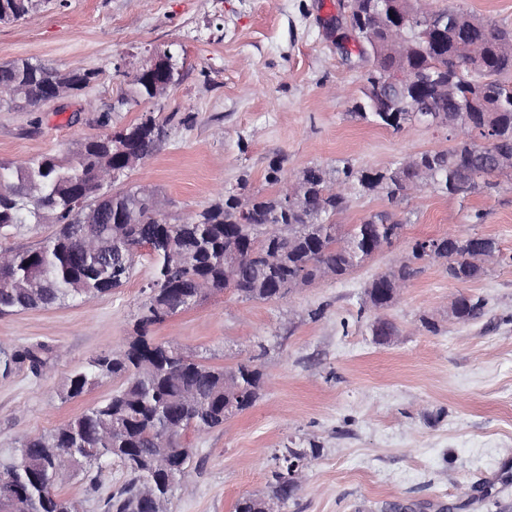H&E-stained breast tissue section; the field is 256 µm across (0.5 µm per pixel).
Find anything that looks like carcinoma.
Listing matches in <instances>:
<instances>
[{
  "label": "carcinoma",
  "mask_w": 512,
  "mask_h": 512,
  "mask_svg": "<svg viewBox=\"0 0 512 512\" xmlns=\"http://www.w3.org/2000/svg\"><path fill=\"white\" fill-rule=\"evenodd\" d=\"M50 2L0 0V22L30 21ZM367 2L371 14L365 20H378V28L359 41L357 57L369 69L352 114L371 125L402 130L421 96L415 78L426 73L432 80H454L450 101H437L436 106L481 113L485 129L450 128L448 148L411 153L381 170H356L346 163L330 172L308 166L290 174L283 162L274 160L265 176L274 187L271 193H245L247 180L242 178L221 200L178 224L156 223L149 199L137 189L108 193L112 175L121 179L130 171L123 165L119 141L109 134L88 144L78 140L62 156L0 162V180L21 188L19 193L0 195V239L25 224L56 226L40 246L6 251L0 265V315L105 298L129 280L134 257L145 246L154 267L149 300L138 319L140 332L122 348L104 351L73 372L61 398L74 399L108 378L120 381V386L49 433L24 438L17 454L0 460V473L22 493L18 512H78L71 499L49 493L48 487L73 469L112 459L122 463L130 479L107 497L106 512H135L143 486L168 502L193 449L176 437L170 443L168 466L160 469L157 440L178 422L197 433L207 432L255 405L264 385L255 358L233 367L236 384L230 391L224 383L225 367L207 365L171 342L147 336V327L163 322L169 289L181 290L191 307L228 288L247 300L284 299L297 282L308 286L328 275L341 279L399 239L403 223L388 210L359 224L335 223L349 208L350 191L382 193L397 206L428 188L465 197L483 187H497L496 178L512 179V167H500L492 155L475 151L478 140L491 136L495 150L512 155V28L461 10L450 13L448 43L460 40L487 54L485 72L468 69L461 57L446 51L429 58L415 52L400 59L393 53L390 13L423 14L421 0ZM96 77L91 70L60 71L29 60L0 67V87L33 107L38 106L42 84L77 93ZM377 79L395 81L390 95L377 94ZM164 134V125L150 113L125 128V139L135 141L147 157ZM78 189L86 205L105 195L104 209L110 215L134 213L139 218L127 224H76ZM499 256L495 239L477 233L414 240L406 254L394 256L388 271L371 280L365 294L380 311L391 306V294L420 272V260L439 262L450 279L467 283L484 274ZM455 303L461 306L465 324L485 314L486 300L479 294H460ZM20 363L42 369L40 349L24 347L0 359L6 372ZM301 453L305 450L290 449L281 458L274 472L275 491L286 489L290 463Z\"/></svg>",
  "instance_id": "obj_1"
}]
</instances>
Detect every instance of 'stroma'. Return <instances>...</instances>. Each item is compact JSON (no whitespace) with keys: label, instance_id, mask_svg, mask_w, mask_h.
<instances>
[{"label":"stroma","instance_id":"35a3bbf8","mask_svg":"<svg viewBox=\"0 0 512 512\" xmlns=\"http://www.w3.org/2000/svg\"><path fill=\"white\" fill-rule=\"evenodd\" d=\"M512 28V0H426ZM339 0H63L33 21L0 23V62L27 59L96 71L89 87L56 102L0 108V161L64 153L80 139L136 123L150 112L165 135L129 171L166 200L169 222L209 207L247 178L268 194L265 173L343 163L380 168L406 154L447 148L445 131L409 124L395 132L358 120L353 100L366 66L349 67L323 26ZM184 62L178 84L132 102L133 79L156 49ZM395 209L403 234L341 279L327 278L281 301H244L215 292L149 327L211 365L227 368L260 354L261 398L223 427L187 433L194 450L170 512H235L245 495L271 496L276 456L310 450L298 490L280 512H512V181L466 198L423 191L390 206L351 193L338 221L360 223ZM478 232L497 240L503 260L462 284L426 262L382 310L396 331L375 341L360 317L369 282L414 239ZM152 276L140 249L132 278L102 299L0 315V349L40 345L42 375L0 371V457L23 438L49 432L112 393L99 383L62 400L68 376L133 335ZM479 294L485 316L460 324L459 294ZM434 320L437 332L423 320ZM129 479L108 460L57 485L78 512H104Z\"/></svg>","mask_w":512,"mask_h":512}]
</instances>
